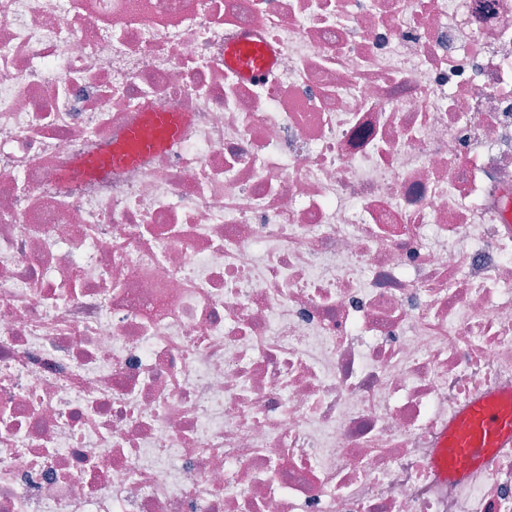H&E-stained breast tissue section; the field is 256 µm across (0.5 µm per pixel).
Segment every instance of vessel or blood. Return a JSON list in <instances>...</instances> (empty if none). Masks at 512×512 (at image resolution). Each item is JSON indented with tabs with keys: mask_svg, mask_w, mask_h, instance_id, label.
I'll return each instance as SVG.
<instances>
[{
	"mask_svg": "<svg viewBox=\"0 0 512 512\" xmlns=\"http://www.w3.org/2000/svg\"><path fill=\"white\" fill-rule=\"evenodd\" d=\"M225 60L246 78L268 73L275 65L270 51L243 38L227 48ZM186 121V115L179 112L144 113L140 122L129 128L107 155L84 159L66 172L65 177L72 180L136 164L144 154L173 146ZM445 438L448 457L440 466L449 479L463 481L475 470L488 467L492 449L512 442V392L502 393L495 399H473L452 416Z\"/></svg>",
	"mask_w": 512,
	"mask_h": 512,
	"instance_id": "obj_1",
	"label": "vessel or blood"
}]
</instances>
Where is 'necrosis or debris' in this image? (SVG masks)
<instances>
[{
    "mask_svg": "<svg viewBox=\"0 0 512 512\" xmlns=\"http://www.w3.org/2000/svg\"><path fill=\"white\" fill-rule=\"evenodd\" d=\"M504 390L512 0H0V512H512ZM225 61L235 67L241 76L250 78L257 73L271 72L276 59L267 49L241 38L226 49ZM187 117L179 112H146L135 126L128 129L125 137L112 145L105 156L86 158L66 172L63 177L72 180L104 173L111 167L136 164L147 153H154L173 146L179 139ZM445 440L447 461L441 455L436 462L449 479L464 481L475 470L487 468L492 449L512 442V392L497 399H473L452 416Z\"/></svg>",
    "mask_w": 512,
    "mask_h": 512,
    "instance_id": "1",
    "label": "necrosis or debris"
}]
</instances>
